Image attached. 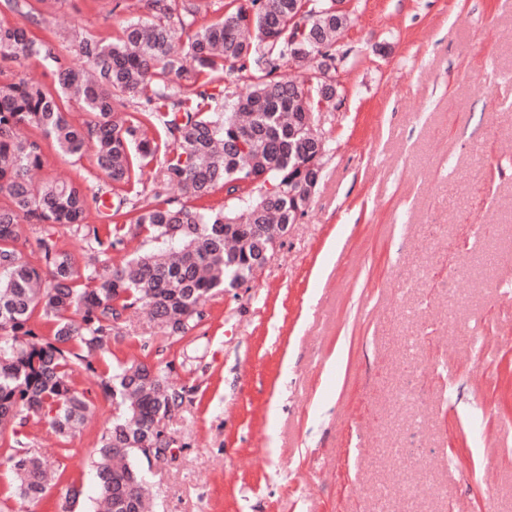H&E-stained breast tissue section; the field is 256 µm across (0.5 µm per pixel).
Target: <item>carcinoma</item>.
<instances>
[{"instance_id": "1", "label": "carcinoma", "mask_w": 512, "mask_h": 512, "mask_svg": "<svg viewBox=\"0 0 512 512\" xmlns=\"http://www.w3.org/2000/svg\"><path fill=\"white\" fill-rule=\"evenodd\" d=\"M53 2L0 0V448L13 474L0 488V512H10L12 499L40 498L58 480L23 428L34 417L65 438L93 412L71 376L96 371L94 359L126 312L144 306L165 333L185 335L208 298L230 287L231 274H249L246 256L306 209V162L326 146L309 124L319 95L281 68L296 57L299 67L319 64L301 52L318 53L321 44L335 57L349 20L318 0L302 42L292 45L288 17L304 0H228L211 20L204 0H142L146 17L110 35H62L42 12ZM31 62L53 82L22 76ZM247 73V92L226 85L227 76ZM72 100L88 119H70ZM130 105L135 112L124 114ZM45 142L66 158L92 153L112 185L109 211L84 175L32 180ZM149 170L193 204L144 199ZM250 173L270 188L260 185L231 210L208 204L216 189L235 192ZM92 209L105 223L88 222ZM23 223L37 227L35 261L15 246ZM57 225L103 256L137 238L153 247L111 265L81 263L59 245ZM103 389L119 396L121 410L96 449V512H144L136 459L143 448L169 446L155 423L181 406L186 390L146 364L104 374Z\"/></svg>"}]
</instances>
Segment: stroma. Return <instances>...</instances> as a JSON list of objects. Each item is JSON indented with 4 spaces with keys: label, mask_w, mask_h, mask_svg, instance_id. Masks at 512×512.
<instances>
[{
    "label": "stroma",
    "mask_w": 512,
    "mask_h": 512,
    "mask_svg": "<svg viewBox=\"0 0 512 512\" xmlns=\"http://www.w3.org/2000/svg\"><path fill=\"white\" fill-rule=\"evenodd\" d=\"M58 0L64 34H109L138 0ZM337 108L304 219L249 287L184 337L146 310L104 354L186 388L139 460L154 512H512V0H350ZM63 440L25 431L61 477L13 512H94L115 407ZM80 496L66 504L69 489Z\"/></svg>",
    "instance_id": "1"
}]
</instances>
